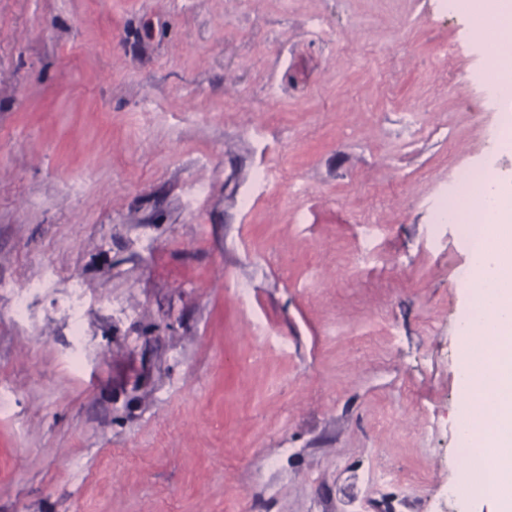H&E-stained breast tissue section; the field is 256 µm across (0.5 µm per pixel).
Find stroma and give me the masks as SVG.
<instances>
[{
    "mask_svg": "<svg viewBox=\"0 0 512 512\" xmlns=\"http://www.w3.org/2000/svg\"><path fill=\"white\" fill-rule=\"evenodd\" d=\"M488 57L448 0H0V512H490L435 217L512 177ZM489 178L488 175H484L480 172L472 170H461L458 175L455 184L452 189L448 192V201L446 200L444 205V213H452L455 218L459 217V224L462 227V231L471 242V247L474 251H478L482 248V240L480 235L477 233L479 224H489L490 218L489 213L486 209L482 211L473 210L467 216H463L459 210L460 202L467 196H478L481 190Z\"/></svg>",
    "mask_w": 512,
    "mask_h": 512,
    "instance_id": "35a3bbf8",
    "label": "stroma"
}]
</instances>
